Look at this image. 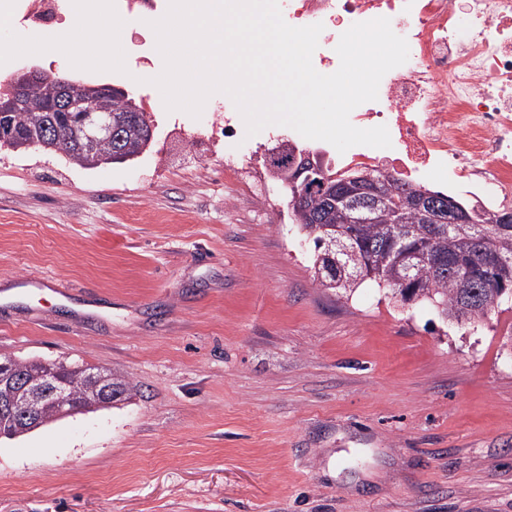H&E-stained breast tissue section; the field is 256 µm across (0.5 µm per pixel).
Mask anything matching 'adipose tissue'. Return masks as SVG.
Returning <instances> with one entry per match:
<instances>
[{"instance_id":"obj_1","label":"adipose tissue","mask_w":512,"mask_h":512,"mask_svg":"<svg viewBox=\"0 0 512 512\" xmlns=\"http://www.w3.org/2000/svg\"><path fill=\"white\" fill-rule=\"evenodd\" d=\"M68 27L70 32L66 35L57 30L36 33L35 47L45 55L67 56L78 67H107L125 41L122 27L104 2L91 7L84 0H75Z\"/></svg>"}]
</instances>
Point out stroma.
<instances>
[{"mask_svg": "<svg viewBox=\"0 0 512 512\" xmlns=\"http://www.w3.org/2000/svg\"><path fill=\"white\" fill-rule=\"evenodd\" d=\"M138 97L106 70L0 56ZM84 169L0 148V354L69 358L133 399L0 441V512H512V309L443 322L313 278L314 244L224 172L209 115Z\"/></svg>", "mask_w": 512, "mask_h": 512, "instance_id": "stroma-1", "label": "stroma"}]
</instances>
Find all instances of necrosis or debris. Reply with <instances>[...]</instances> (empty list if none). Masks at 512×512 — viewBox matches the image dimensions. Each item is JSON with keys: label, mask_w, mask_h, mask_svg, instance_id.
<instances>
[{"label": "necrosis or debris", "mask_w": 512, "mask_h": 512, "mask_svg": "<svg viewBox=\"0 0 512 512\" xmlns=\"http://www.w3.org/2000/svg\"><path fill=\"white\" fill-rule=\"evenodd\" d=\"M73 0H0V15L31 32L62 25ZM292 26L322 24L313 57L334 73L336 46L353 24L388 18L409 46L382 78L378 98L351 123L386 126L392 146L357 145L328 155L329 169L366 167L413 186L461 178L484 210L512 203V0H280Z\"/></svg>", "instance_id": "1"}]
</instances>
